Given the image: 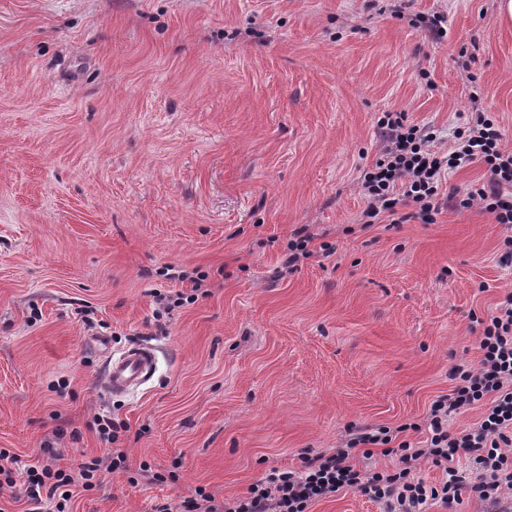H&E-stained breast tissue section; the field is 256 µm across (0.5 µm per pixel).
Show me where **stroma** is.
<instances>
[{"label":"stroma","mask_w":512,"mask_h":512,"mask_svg":"<svg viewBox=\"0 0 512 512\" xmlns=\"http://www.w3.org/2000/svg\"><path fill=\"white\" fill-rule=\"evenodd\" d=\"M498 0H0V449L127 471L72 512L245 495L349 425L421 422L512 292L480 207L365 228L358 185L405 111L451 149L473 107L512 148ZM445 17L443 38L416 16ZM478 105H471V93ZM331 243L275 278L293 231ZM195 301L156 318V293ZM156 368L123 394L110 355ZM128 424L101 443L99 415ZM176 481L132 480L140 463ZM155 353L148 346L125 350L117 358L110 357L105 369V383L112 393H123L144 383L154 372Z\"/></svg>","instance_id":"35a3bbf8"}]
</instances>
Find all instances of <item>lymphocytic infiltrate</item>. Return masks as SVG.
I'll return each instance as SVG.
<instances>
[{"instance_id":"f902f5d3","label":"lymphocytic infiltrate","mask_w":512,"mask_h":512,"mask_svg":"<svg viewBox=\"0 0 512 512\" xmlns=\"http://www.w3.org/2000/svg\"><path fill=\"white\" fill-rule=\"evenodd\" d=\"M377 127L382 145L359 181L366 201L361 224L369 227L385 219L401 224L410 217L433 224L445 208L477 206L504 225L505 250L499 260L511 265L512 149L505 146L496 117L474 110L448 151L440 147L434 130L412 123L407 112H383ZM473 163L484 167L483 181L442 195L447 176ZM404 204L412 207V215L401 213ZM478 346L477 365L454 368L452 389L431 401L421 424L423 443L407 440L403 425H352L335 453L303 457L296 470H272L234 499L219 501L196 490L180 512H309L315 502L349 489L381 502L384 512H425L429 502L459 504L467 497L481 502L484 512H512V293L488 314ZM474 409L480 412L475 422L450 431L451 422ZM357 448L364 459L378 452L397 459L398 465L361 469L350 460ZM63 457V451L51 448L24 469L30 512H69L74 486L92 490L102 468L115 470L126 462L121 453L107 462L95 457L74 472L61 467ZM460 458L469 463L467 473L454 466ZM424 461L443 469L442 483L434 486L418 475Z\"/></svg>"}]
</instances>
